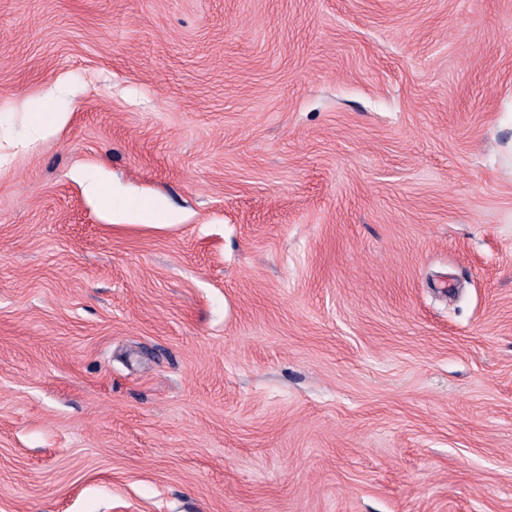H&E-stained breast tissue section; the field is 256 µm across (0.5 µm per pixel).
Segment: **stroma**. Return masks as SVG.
Wrapping results in <instances>:
<instances>
[{"mask_svg":"<svg viewBox=\"0 0 512 512\" xmlns=\"http://www.w3.org/2000/svg\"><path fill=\"white\" fill-rule=\"evenodd\" d=\"M0 512H512V0H0Z\"/></svg>","mask_w":512,"mask_h":512,"instance_id":"stroma-1","label":"stroma"}]
</instances>
